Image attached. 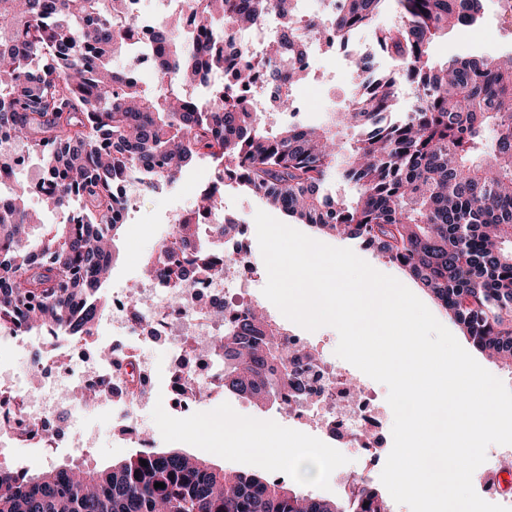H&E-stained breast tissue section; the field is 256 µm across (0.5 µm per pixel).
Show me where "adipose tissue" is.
I'll list each match as a JSON object with an SVG mask.
<instances>
[{"mask_svg": "<svg viewBox=\"0 0 512 512\" xmlns=\"http://www.w3.org/2000/svg\"><path fill=\"white\" fill-rule=\"evenodd\" d=\"M206 433L214 445L253 458L257 463L287 464L293 449L306 447L305 439L288 436L272 427H260L224 416L208 423Z\"/></svg>", "mask_w": 512, "mask_h": 512, "instance_id": "obj_1", "label": "adipose tissue"}]
</instances>
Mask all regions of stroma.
<instances>
[{"instance_id": "stroma-1", "label": "stroma", "mask_w": 512, "mask_h": 512, "mask_svg": "<svg viewBox=\"0 0 512 512\" xmlns=\"http://www.w3.org/2000/svg\"><path fill=\"white\" fill-rule=\"evenodd\" d=\"M432 58L443 64L455 57L471 53L477 55H506L512 53V17L497 14L493 9H485L483 15L472 25L449 29L448 33L436 40L432 46ZM318 64L324 71L335 72V80L321 82L308 80L294 89L295 98L302 103L300 120L310 125L327 123L331 113L343 111L353 96V69L351 59L344 51L321 49L317 52ZM215 166L204 161L184 172L177 183L165 188L161 193L137 195L128 211L126 224L122 225L115 239L119 256L112 273L101 289L104 300H111L116 288H134L143 273L146 259L159 244L169 236L171 226L178 213L187 210L191 198L197 197L201 187L214 176ZM327 245L347 247L377 271L393 276L408 287L427 305L432 314L454 336L459 337L463 348H470L468 338L454 321L435 303L409 275L388 263L377 252L356 241L327 238ZM379 397L375 402L382 427L374 435L372 451L349 450L343 434L328 439L313 426L297 427L289 424L285 413L275 405L264 407L243 399L225 397L223 390H215L200 406L192 420H184L172 411L165 402L141 409L139 422L143 431L149 432L159 451H179L205 461L215 469L225 467L252 469L251 460L232 453L211 448L206 436L195 439L184 438L185 430H200L206 423L224 414L238 419L248 418L254 423L279 429L289 435L308 438L322 447L332 449L335 466L322 467L316 476L310 477L304 468L290 467L283 479L284 485L301 495L345 500L348 491L344 483L350 479L365 478L369 487L385 496L387 512H409L407 506L397 504L387 498V490L380 480V474L392 449L391 428L393 412L387 402L388 389L382 383L373 384ZM111 401H103L87 413L91 427L101 434L99 448L91 452L90 464L105 469L117 464L137 451L136 445L124 440L119 425L113 423Z\"/></svg>"}]
</instances>
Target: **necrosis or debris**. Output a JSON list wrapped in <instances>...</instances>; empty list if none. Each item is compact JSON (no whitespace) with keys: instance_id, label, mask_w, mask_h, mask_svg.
Instances as JSON below:
<instances>
[{"instance_id":"1","label":"necrosis or debris","mask_w":512,"mask_h":512,"mask_svg":"<svg viewBox=\"0 0 512 512\" xmlns=\"http://www.w3.org/2000/svg\"><path fill=\"white\" fill-rule=\"evenodd\" d=\"M247 225H237L224 238V270L219 274L194 276L188 284L173 279L139 282L134 289L122 288L112 294V339L107 347L113 356L132 355V371L141 401H148L156 391L182 416L196 412L194 397L183 381L164 379L150 344H162L170 351L191 352L195 385L208 387L224 377V359L210 353L208 338L223 335L243 315L256 286V269L241 244ZM144 297L147 307L134 308V298ZM285 339L299 361L297 376L305 386L304 399H291L288 418L301 424L315 417L323 434L343 428L351 437L352 447L367 449L372 445V426L364 410L374 400L370 387H361L352 395L353 374L331 359L314 353L308 337L286 333ZM51 343L55 353L33 369L11 373L4 362L16 352ZM81 341L74 336L46 337L22 333L7 321H0V416L7 420L10 438L32 444L40 443L33 428L57 418L61 407L79 402L82 391L112 387V416L135 429V410L120 381L110 380V368L101 356L77 362L73 351Z\"/></svg>"}]
</instances>
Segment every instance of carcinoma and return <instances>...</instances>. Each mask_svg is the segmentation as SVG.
<instances>
[{
	"instance_id": "cac0c4a2",
	"label": "carcinoma",
	"mask_w": 512,
	"mask_h": 512,
	"mask_svg": "<svg viewBox=\"0 0 512 512\" xmlns=\"http://www.w3.org/2000/svg\"><path fill=\"white\" fill-rule=\"evenodd\" d=\"M400 21L377 20L390 2ZM296 0H186L188 18L159 17L153 32L161 79L149 90L113 64L139 28L129 0H0V173L8 154L38 156L44 199L65 215L49 235L32 228L27 187L0 209V320L93 336V300L114 262L110 242L129 202L118 184L140 179L148 194L193 163L215 164L193 216L172 225L190 248L185 263L168 245L146 263L154 276L219 273L223 259L193 217L216 214L219 235L239 220L224 214V189L244 190L317 233L356 240L426 289L488 356L512 362V55L431 59L448 28L469 26L483 0H336L329 18L305 20ZM283 18L267 58L243 46L224 55V29ZM361 29L414 85L411 112L398 118L397 80L354 61L349 107L324 126H273L248 93L257 69L284 90L308 75L303 48L327 30L343 44ZM234 70V84L214 78ZM204 84L202 98L180 85ZM347 129L357 139L343 145ZM358 196L331 194L334 180ZM213 347L224 353V389L257 405L287 407L299 395L278 331L254 308ZM147 466H142L141 461ZM162 482L163 488L154 487ZM0 512H386L363 486L345 503L299 495L256 472L216 470L179 451L137 453L107 470L51 468L25 474L0 467Z\"/></svg>"
}]
</instances>
